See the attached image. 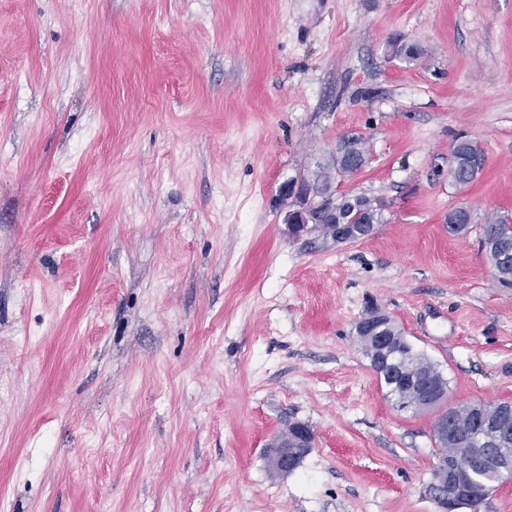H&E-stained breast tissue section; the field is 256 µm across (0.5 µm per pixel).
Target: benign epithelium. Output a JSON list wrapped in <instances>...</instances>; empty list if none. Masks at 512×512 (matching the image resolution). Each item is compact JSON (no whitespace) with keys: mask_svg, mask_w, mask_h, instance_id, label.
Segmentation results:
<instances>
[{"mask_svg":"<svg viewBox=\"0 0 512 512\" xmlns=\"http://www.w3.org/2000/svg\"><path fill=\"white\" fill-rule=\"evenodd\" d=\"M282 193L292 199L287 223L296 232L318 223L319 215L336 210L339 203L333 190L317 204H312L311 193L297 180L286 184ZM390 322L387 314L371 308L355 327L356 337L369 350L370 362L376 366L379 379L387 381L399 409L404 410L410 404L419 411L433 414L431 440L434 444L457 442L468 447L471 454L469 465H458L446 457L438 458L426 484V494L439 512L474 508L475 497L469 488L474 486L481 473L493 474L498 480L512 477V417L504 414L491 421L484 417V412L491 411L496 404L470 403L468 407L473 410L475 419L482 422V431L474 436L458 435L448 425L454 406L448 404V386L442 380V373L407 377L406 355L399 351V347L406 343V337L383 333L382 327ZM313 444L314 435L310 428L300 422L292 423L288 435H276L267 445L270 469L277 474L292 472Z\"/></svg>","mask_w":512,"mask_h":512,"instance_id":"1","label":"benign epithelium"}]
</instances>
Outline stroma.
Wrapping results in <instances>:
<instances>
[{
  "label": "stroma",
  "instance_id": "1",
  "mask_svg": "<svg viewBox=\"0 0 512 512\" xmlns=\"http://www.w3.org/2000/svg\"><path fill=\"white\" fill-rule=\"evenodd\" d=\"M461 134L486 156L465 187ZM347 136L369 163L336 193L382 222L291 235L281 186ZM493 213L512 0H0V512H437L432 416L355 325L388 313L449 403L512 401ZM292 422L314 446L272 474Z\"/></svg>",
  "mask_w": 512,
  "mask_h": 512
}]
</instances>
